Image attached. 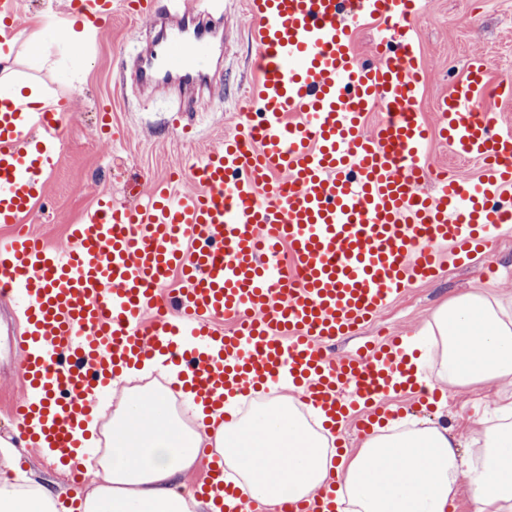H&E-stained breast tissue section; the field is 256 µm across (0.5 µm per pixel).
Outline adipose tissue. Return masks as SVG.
Returning <instances> with one entry per match:
<instances>
[{"mask_svg":"<svg viewBox=\"0 0 512 512\" xmlns=\"http://www.w3.org/2000/svg\"><path fill=\"white\" fill-rule=\"evenodd\" d=\"M53 23L43 17L28 34L0 40V102L24 101L55 111L59 99L16 70L21 53L41 63ZM427 385L470 389L486 381L512 383V307L480 289L450 298L408 337ZM110 445L98 460L102 481L79 507L60 502L37 483L20 485L0 471V512H222L223 502L184 496L182 477L200 449L213 448L239 477L249 498L276 507L303 498L342 472L336 512H512V396L492 424L470 431L474 461L459 458L452 428L432 420L374 426L354 453L328 456L323 437L295 404L277 395L247 414H203L191 396L175 415L167 393H127L108 424Z\"/></svg>","mask_w":512,"mask_h":512,"instance_id":"obj_1","label":"adipose tissue"}]
</instances>
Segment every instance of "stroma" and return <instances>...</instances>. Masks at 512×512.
Here are the masks:
<instances>
[{
	"label": "stroma",
	"instance_id": "stroma-1",
	"mask_svg": "<svg viewBox=\"0 0 512 512\" xmlns=\"http://www.w3.org/2000/svg\"><path fill=\"white\" fill-rule=\"evenodd\" d=\"M150 28L147 18L127 12L123 0H112V15L103 30L81 46L53 38L41 48L44 66L18 65L23 76L60 96L68 109L61 161L47 180L44 200L27 220L31 232L49 245L66 244L70 225L81 221L100 193L134 204L153 181L222 145L246 105L255 48L244 37L222 54L205 97L195 99L187 115L179 113L182 99L162 91L139 94L130 72ZM415 38L422 65L416 109L427 123H434L439 98L473 57L486 59L493 80L512 77V0H426L415 22ZM475 288L512 301V224L469 264L443 266L432 281L412 285L366 333L374 335L382 327L402 336L412 334L443 301ZM15 316L14 305L0 304V437L15 436L18 426L10 409L26 396L9 351L7 330ZM509 393L512 385L491 381L476 394L446 390L439 406H420L408 398L396 399L391 406L402 417L452 426L463 440L477 418L490 417L494 405ZM20 467L54 491L87 489L94 478L89 471L75 480L53 455L31 445L23 451Z\"/></svg>",
	"mask_w": 512,
	"mask_h": 512
}]
</instances>
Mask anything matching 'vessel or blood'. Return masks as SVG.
Instances as JSON below:
<instances>
[{
	"label": "vessel or blood",
	"instance_id": "1",
	"mask_svg": "<svg viewBox=\"0 0 512 512\" xmlns=\"http://www.w3.org/2000/svg\"><path fill=\"white\" fill-rule=\"evenodd\" d=\"M256 49L248 96L261 112L237 115V132L190 167L194 188L155 181L133 205L98 196L58 248L24 226L59 162L66 115L0 111V301L19 307L15 339L23 387L40 405H13L58 462L81 470L73 431L124 368L159 356L181 369V388L205 411L287 380L300 402L333 428L367 432L392 396L413 393L403 339L369 340L347 357L340 339L360 335L443 262L486 251L489 229L512 223V126L501 124L487 61H471L441 97L436 125L415 109L420 91L414 21L423 0H241ZM76 19L108 18L112 0H71ZM381 28L376 59L354 49L357 24ZM216 33L172 28L137 68L141 81H205ZM379 111L373 132L368 112ZM457 157L485 166L477 179L431 171L432 133ZM438 190H424L426 181ZM288 248L293 271L280 263ZM180 285L167 291L172 272ZM202 492H226L232 512H267L217 483L206 460ZM331 490L283 503L279 512H334Z\"/></svg>",
	"mask_w": 512,
	"mask_h": 512
}]
</instances>
